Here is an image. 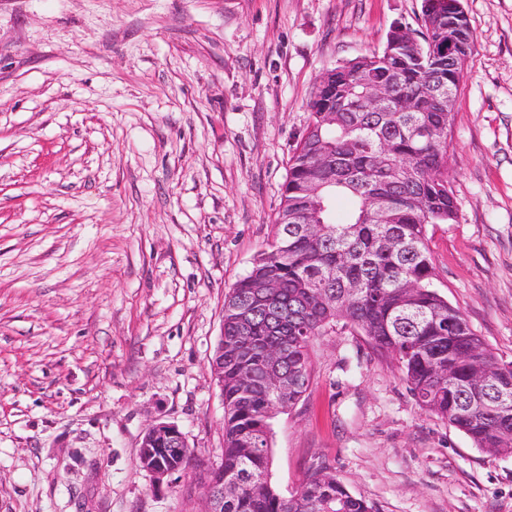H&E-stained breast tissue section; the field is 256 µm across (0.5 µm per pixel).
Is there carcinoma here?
<instances>
[{"label": "carcinoma", "instance_id": "cac0c4a2", "mask_svg": "<svg viewBox=\"0 0 512 512\" xmlns=\"http://www.w3.org/2000/svg\"><path fill=\"white\" fill-rule=\"evenodd\" d=\"M455 2L422 9L420 40L409 50L390 51L408 40L392 27L382 50L336 65L310 98L273 241L224 298V448L216 469L203 470L213 495L224 494L223 512H378L323 468L309 469L289 498L269 481L270 420L303 398L311 342L339 321L397 361L422 410L464 432L475 448L512 455V362L493 372L501 360L433 286L427 226L455 222L457 203L448 181L453 107L430 90H458L474 46ZM453 35L465 46L459 60L433 55ZM377 83L390 84L394 95L372 112L365 91ZM314 155L325 163H313ZM339 196L353 200L345 223L333 217ZM377 196L390 201L378 220L370 211ZM309 210L318 215L310 229L300 223ZM267 281L276 287L267 307L256 308L255 288ZM273 348L277 386L264 372ZM193 455L153 444L138 460L180 472Z\"/></svg>", "mask_w": 512, "mask_h": 512}]
</instances>
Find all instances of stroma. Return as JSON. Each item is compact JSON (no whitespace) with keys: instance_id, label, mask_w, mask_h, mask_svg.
I'll return each instance as SVG.
<instances>
[{"instance_id":"stroma-1","label":"stroma","mask_w":512,"mask_h":512,"mask_svg":"<svg viewBox=\"0 0 512 512\" xmlns=\"http://www.w3.org/2000/svg\"><path fill=\"white\" fill-rule=\"evenodd\" d=\"M422 0H0V512H204L224 296L273 238L321 73ZM452 224L434 287L512 362V0H462ZM271 421L285 497L322 465L379 512H512V455L423 411L351 328ZM195 461L156 485L149 425Z\"/></svg>"}]
</instances>
